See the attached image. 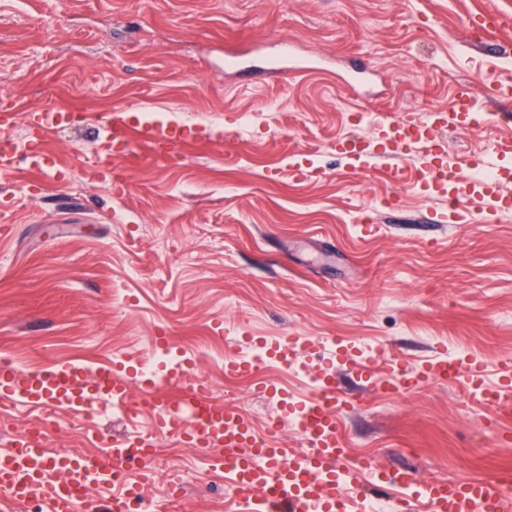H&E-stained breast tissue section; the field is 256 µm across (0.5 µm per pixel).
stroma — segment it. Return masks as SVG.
Segmentation results:
<instances>
[{
	"label": "stroma",
	"mask_w": 512,
	"mask_h": 512,
	"mask_svg": "<svg viewBox=\"0 0 512 512\" xmlns=\"http://www.w3.org/2000/svg\"><path fill=\"white\" fill-rule=\"evenodd\" d=\"M512 12V0H0V137L21 153L0 175V350L38 365L75 360L138 364L166 333L156 374L190 364L217 404L262 427L281 399L250 381L226 391L224 358L247 336H302L315 369L332 340L371 341L375 369L418 368L440 347H463L485 381L512 361V209L449 213L422 185L426 154L337 153L365 134L355 112L397 120L449 106L473 86L480 127L447 129L449 163L480 158L512 136L494 87L512 83V32L484 40L466 17ZM291 66H271L280 39ZM73 107L72 123L42 142L71 176L30 171L25 113ZM129 111L173 131L154 153L134 145L121 183L83 170L103 137L102 116ZM254 122L241 130L236 117ZM353 399L340 416L347 448L421 479L479 477L512 467V414L478 392L429 382L379 396L334 367ZM47 444L98 451V435L148 432L111 401L96 418L54 416ZM149 497L167 505L172 470L203 450L162 436ZM169 512H239L223 471L202 475Z\"/></svg>",
	"instance_id": "1"
}]
</instances>
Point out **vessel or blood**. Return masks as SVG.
Segmentation results:
<instances>
[{"label": "vessel or blood", "mask_w": 512, "mask_h": 512, "mask_svg": "<svg viewBox=\"0 0 512 512\" xmlns=\"http://www.w3.org/2000/svg\"><path fill=\"white\" fill-rule=\"evenodd\" d=\"M469 25L487 36L512 29V17L493 10L469 15ZM476 109L471 85H458L451 104L433 109L428 119L408 118L392 121L375 115L369 122L377 134L376 141L341 139L336 143L339 153L350 158L371 155L398 156L407 138L439 143L441 131L450 125H470ZM109 139L102 142L86 176L98 181L117 173L131 150L129 118L115 111L108 126ZM498 181L479 183L470 179L449 180L448 162L440 160L435 171L424 172L426 184L438 191H450L457 204L466 206L498 203L512 207V199L500 193V179L512 176V171L499 170ZM300 338L285 336L265 342L270 358L290 362L301 346ZM338 360L357 367L372 389L381 395L408 392L429 380L456 382L465 379L467 385L479 390L485 399L497 402L501 388L512 384V363L502 362L498 369L501 387L485 384L480 366L445 359L425 362L419 371L407 368L402 360H392L388 376L373 374L371 365L359 363L355 351L338 344ZM130 387L126 366L101 364L93 373L70 363L54 364L38 372L21 370L11 364L0 366V398L22 399L25 404L55 410L86 406L96 394L111 395L113 401L126 402ZM350 404L346 394L336 384L333 370L325 369L316 378L314 392L299 402H286L281 413L271 421L279 427L294 421L310 437L313 452L283 447L277 451L260 447L250 420L237 408H226L212 402L195 388L169 397L163 394L159 381L153 377L141 380L135 408L154 413L156 433L186 435L199 447L212 449L215 467L231 476L236 498L248 512H349L350 493L362 485V471L347 464L349 452L340 433V413ZM154 441L142 438L137 442H112L108 457L95 454L57 452L44 453L38 434L17 435L10 451L0 453V491L17 499H26L33 492H42L50 501L53 512H74L80 498L98 481L107 485L120 483L129 458L149 464ZM374 485H391L413 491L423 499L428 512H512V503L501 493V481L496 477L465 480L459 478L422 481L410 472L388 473L375 470Z\"/></svg>", "instance_id": "b4317fda"}]
</instances>
